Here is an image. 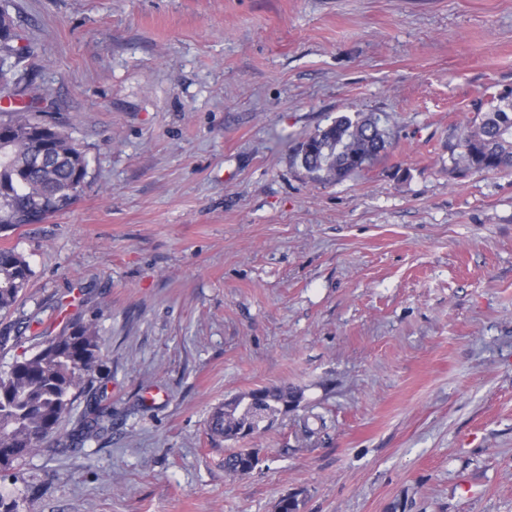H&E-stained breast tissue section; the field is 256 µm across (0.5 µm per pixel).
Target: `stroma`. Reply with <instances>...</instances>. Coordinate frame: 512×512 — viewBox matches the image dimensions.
Instances as JSON below:
<instances>
[{
  "instance_id": "obj_1",
  "label": "stroma",
  "mask_w": 512,
  "mask_h": 512,
  "mask_svg": "<svg viewBox=\"0 0 512 512\" xmlns=\"http://www.w3.org/2000/svg\"><path fill=\"white\" fill-rule=\"evenodd\" d=\"M19 103L87 160L8 234L33 275L0 371L82 313L104 439L0 471L17 512H512V176L451 172L512 90V0H9ZM392 145L335 184L294 141L341 115ZM38 314L36 332L22 329ZM300 399L237 441L225 400ZM260 464L232 477L226 455Z\"/></svg>"
}]
</instances>
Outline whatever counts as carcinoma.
Returning <instances> with one entry per match:
<instances>
[{"label":"carcinoma","mask_w":512,"mask_h":512,"mask_svg":"<svg viewBox=\"0 0 512 512\" xmlns=\"http://www.w3.org/2000/svg\"><path fill=\"white\" fill-rule=\"evenodd\" d=\"M14 21L0 9V91L8 88L11 72L30 54L13 45ZM0 122V232L14 231L41 217L65 210L81 193L87 164L69 134L34 120L17 107ZM391 146L389 130L371 113L336 118L330 125L297 142L292 161L314 181L331 184L361 171ZM450 154L454 168L472 173L512 174V91L491 97L488 109L478 107ZM32 269L14 248H0V312L19 301ZM104 344L95 323L76 316L41 348L22 352L9 370L0 373V468L39 449L66 421L73 404L84 397L85 408L72 430L59 440L58 453L102 439L112 426L105 395L94 388L91 372ZM297 395L286 387H263L246 402L238 425L260 430L284 403ZM227 473L251 469L243 448L224 458Z\"/></svg>","instance_id":"obj_1"}]
</instances>
